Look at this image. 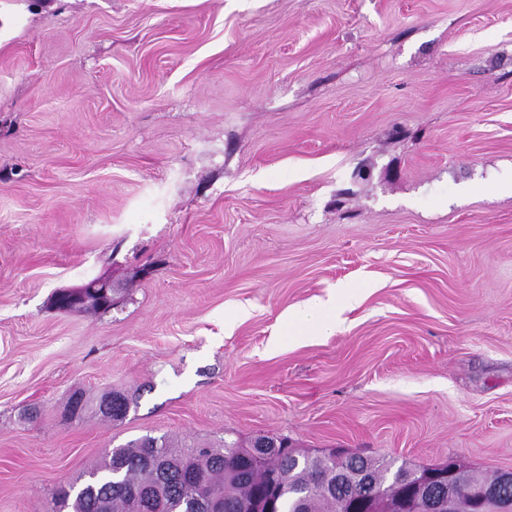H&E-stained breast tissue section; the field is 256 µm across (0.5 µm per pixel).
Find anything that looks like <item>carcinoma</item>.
<instances>
[{"label": "carcinoma", "instance_id": "cac0c4a2", "mask_svg": "<svg viewBox=\"0 0 512 512\" xmlns=\"http://www.w3.org/2000/svg\"><path fill=\"white\" fill-rule=\"evenodd\" d=\"M130 399L112 392V420L124 419ZM275 448L261 460L253 456L257 440ZM156 452L174 464L166 491L167 512H193L194 489L184 476L195 474L204 491L224 504L223 512H389L408 502L411 485L404 478L409 463L394 466L384 458L329 453L312 456L292 448L288 438L259 435L247 445L220 439L207 448L173 444L167 437L144 436L112 449L75 494L73 512H143L135 488L156 480L142 459ZM459 494L468 487H492L500 475L481 474L456 462Z\"/></svg>", "mask_w": 512, "mask_h": 512}]
</instances>
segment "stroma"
<instances>
[{
	"label": "stroma",
	"mask_w": 512,
	"mask_h": 512,
	"mask_svg": "<svg viewBox=\"0 0 512 512\" xmlns=\"http://www.w3.org/2000/svg\"><path fill=\"white\" fill-rule=\"evenodd\" d=\"M145 435L512 469V0H0V512ZM89 302L94 303L99 311L105 308L111 310L117 304L112 283L93 279L81 288L60 290L54 298V304L60 311L83 308ZM112 394V396L103 397V402L100 405L101 411L105 414L112 415V420L120 421L123 420L130 409V399L127 395L122 392L112 391L107 395ZM113 399V400H112ZM113 411V414H112Z\"/></svg>",
	"instance_id": "stroma-1"
}]
</instances>
